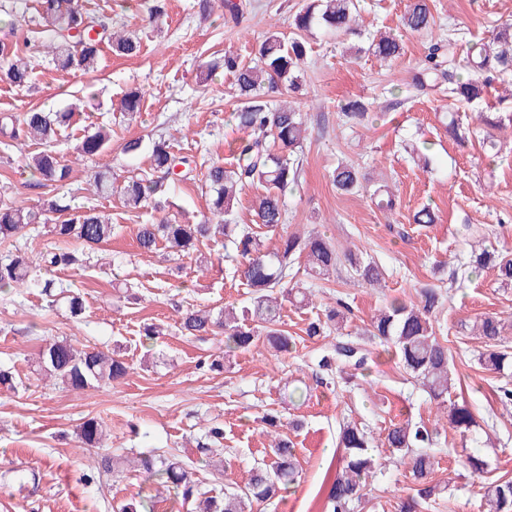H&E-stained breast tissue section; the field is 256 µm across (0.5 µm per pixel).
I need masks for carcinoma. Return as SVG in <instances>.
I'll return each mask as SVG.
<instances>
[{
	"instance_id": "1",
	"label": "carcinoma",
	"mask_w": 512,
	"mask_h": 512,
	"mask_svg": "<svg viewBox=\"0 0 512 512\" xmlns=\"http://www.w3.org/2000/svg\"><path fill=\"white\" fill-rule=\"evenodd\" d=\"M223 5L224 25H238L243 4L223 0ZM361 9V0H305L293 18V36L287 37L280 31L267 32L253 61L247 62L238 54H224V70L234 76L237 87L234 120L248 138L239 143L236 162L226 166L216 161L206 170L211 217L195 224H184L178 215L166 214L156 224L139 225L136 242L146 253L156 250L162 242L168 254L195 255L201 263L207 261L200 255L204 242L223 238L233 243L240 257L238 272L250 289V302L239 311L222 309L216 314L189 309L179 318L183 335H222L225 346L238 350L248 349L262 339L275 352L287 354L295 347V341L287 331L278 328L283 302L305 306L310 299L306 289L288 285V270L298 259H305L306 270L313 277L329 275L344 260L357 283L378 286L384 282L386 270L382 266L374 261L364 262L351 251L339 254L332 240L324 234L288 231L283 200L286 190L298 182L301 153L309 136L306 114L282 100V96L295 94L302 87L301 70L310 52L304 34L318 28L337 36H360ZM36 11L48 22L50 65L57 70L96 71L105 41L119 57H134L141 51L135 32H110L109 23L88 13L82 0H37ZM400 24L403 30L422 36L433 34L436 28L427 0H409ZM459 41L458 30H448L446 37L431 44L423 64L412 78L413 87L420 92L448 83L451 109L460 103H475L485 89L512 76V24L499 28L490 39L468 47L466 62L470 74L464 78L456 76ZM31 50L28 41L22 48L16 42H0V70L18 87L29 83L33 71ZM359 51L390 63L402 54L403 42L399 35L370 33ZM141 102V93L128 92L121 99L120 111L133 116L141 111ZM368 111L364 102L351 100L342 106L341 119L354 128L367 119ZM73 116L69 108L55 112L34 109L25 113L20 121L9 114L0 117L1 134L15 140L24 132L43 145L29 163L43 186L59 187L69 178L71 169L62 163L53 142L70 126ZM478 119L489 129L483 138L485 149L498 155L500 147L495 131L503 129L504 121L487 112L478 113ZM111 139V130L106 126L95 127L94 131L83 135L79 156L95 158L108 148ZM192 163L187 156H177L167 141L160 140L152 146L150 171L118 184L109 168L100 167L94 171L92 184L97 195L116 196L129 210L151 204L163 211L170 187L186 180L185 170L192 169ZM329 178L343 194L364 191L376 208L389 212L395 208L396 195L387 186L369 184L359 167L345 160L337 161ZM249 185L262 188L254 208L258 224L279 235V246L272 252L263 249L259 232L237 224L239 194ZM38 224L51 225L52 233L64 243H79L77 247L57 248L42 255L45 265L54 268L83 267L90 259V251L109 241L115 230V226L96 210L73 208L65 194L55 195L37 210L12 202L0 204V242L11 241L26 228ZM19 288H36L53 303L63 301L74 318L81 316L84 310L78 293L62 289L52 279L32 274L28 257L17 252L0 262V292ZM439 300L436 289L424 287L419 291L416 304L391 302L372 318L370 335L394 348L405 371L419 381L438 404L448 405V424L464 435L476 426V421L468 407L447 403L452 387L448 347L439 341L432 319ZM348 313L349 305L337 300L336 307L327 311L326 320L308 325L307 336L320 337L334 328L341 329ZM503 329L502 321L490 315L477 319L473 325L475 336L488 346L479 357L480 365L486 370L499 373L512 360V353L502 345ZM336 361L359 369L365 365V356L360 347L339 343L333 354L321 357L319 367L330 370ZM39 371L76 392L117 382L128 375L130 367L112 352L88 346L80 348L68 339H61L42 349ZM79 438L88 448L100 447L103 425L94 418L85 420L80 425ZM385 440L392 452L400 454L401 463L408 464L413 480L412 494L402 502L400 512H422V504L439 493V485L430 480L435 468L432 433L423 426L407 422L393 425ZM340 448L336 477L326 494V508L328 512H353L367 500L368 479L376 469L377 460L364 429L355 424L347 423L341 428ZM271 453V464L254 467L248 481L242 485L224 484L221 496L213 494V490L196 478L193 469L175 456L143 452L138 466L145 480L171 489L176 500L193 503L194 512H246L248 505L268 502L282 487L296 481L298 471L293 442L276 437ZM462 466L479 477L487 463L480 454L470 452L462 460ZM482 489L484 512H512L511 478H499L483 485Z\"/></svg>"
}]
</instances>
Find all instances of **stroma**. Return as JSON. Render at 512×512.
<instances>
[{
    "mask_svg": "<svg viewBox=\"0 0 512 512\" xmlns=\"http://www.w3.org/2000/svg\"><path fill=\"white\" fill-rule=\"evenodd\" d=\"M240 25L224 24V9L215 5L201 17L197 0H167L156 23L146 18L145 0H83L90 13L113 26L136 31L138 56L118 57L103 51L97 71L56 72L35 68L27 86L11 84L0 74V116L32 107L62 110L82 106L57 141L71 167L69 190L75 206L97 209L115 226L111 240L96 248L81 271L45 269L41 255L56 246L46 226L26 230L15 244H0V257L17 247L37 275L79 292L85 310L71 318L38 291L26 288L0 294V368L11 369L14 388L0 386V512H113L114 506L143 493L152 496L154 512H192L174 502L135 472L92 475L96 456L131 457L146 449L177 455L211 482L199 448L212 424H220L219 443L229 481L244 483L249 471L267 458L270 438L266 415L280 416L281 432L296 448L299 475L282 498L253 504L252 512H326L325 497L336 471L343 423L364 427L381 465L370 480L368 502L355 512H398L409 492L404 466L385 445L387 430L404 421L428 427L438 464L437 483H452L429 501L426 512H483L481 485L512 477V403L501 398L512 376L486 371L478 358L484 350L468 328L476 317L498 314L509 328L512 347V281H503L496 266L473 271L472 250L487 249L512 258V127L501 131L499 156L486 153L485 128L476 112H458L465 143L443 128L446 92L419 94L411 78L420 66L429 37L406 33L404 53L388 65L371 56H346V40L314 33L304 73V94L297 100L307 113L311 137L303 149L297 185L286 192L291 229L318 230L337 249L360 250L388 272L384 286L355 285L346 269L328 279L307 274L296 264L290 274L312 291L304 307L284 303L280 327L295 340L292 352L280 355L259 342L246 351H226L220 336H185L178 330L180 311L210 306L242 307L249 293L237 272L232 248L203 246L207 270L195 261L176 260L166 250L138 249V225L157 222L161 214L145 207L130 212L118 198H101L90 187L95 166H108L116 181L150 167L155 141L173 138L178 155L194 157L187 180L172 186L168 201L191 221L207 214L203 182L205 163L233 162L240 133L233 119L237 105L234 78L225 73V51L252 58L271 29L287 30L303 0H242ZM407 0H365L360 25L369 31L399 29ZM440 32L464 29L465 37H490L494 25L512 22V0H430ZM140 91L143 107L135 117L120 110V100ZM365 102L372 114L363 127L350 128L339 118L348 100ZM109 126L112 141L95 161L77 158L85 129ZM139 139L137 154L124 153L127 140ZM414 144L429 154L430 170L418 167L405 151ZM40 149L31 140L0 136V200L39 209L54 194L39 185L27 163ZM357 165L373 181L388 184L400 200L395 213L374 208L362 195H342L328 174L337 160ZM431 207L433 224H414V211ZM435 287L440 304L434 313L437 336L453 359L455 385L449 401L472 410L477 425L468 435L449 428L436 402L405 373L398 356L367 328L375 312L391 301L417 303L420 287ZM352 308L345 329L309 338V322L324 316L337 300ZM161 326L156 343L142 340L143 329ZM113 350L130 365L117 383L81 393L39 380L35 362L41 346L62 338ZM359 343L366 364L356 377L341 370L326 374L319 358L336 343ZM224 368L210 370L215 356ZM107 430L101 448H86L77 431L88 418ZM479 449L487 462L483 480L471 478L459 458Z\"/></svg>",
    "mask_w": 512,
    "mask_h": 512,
    "instance_id": "1",
    "label": "stroma"
}]
</instances>
